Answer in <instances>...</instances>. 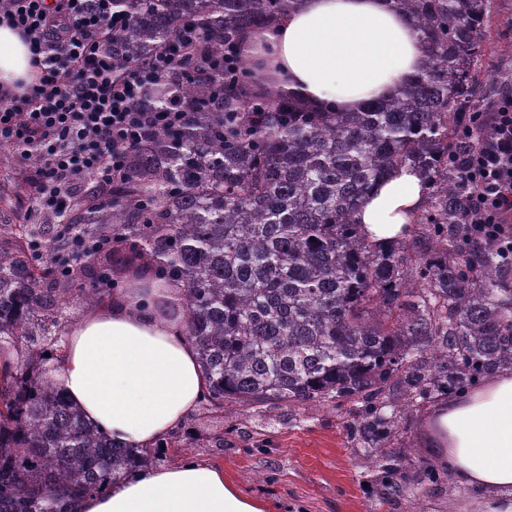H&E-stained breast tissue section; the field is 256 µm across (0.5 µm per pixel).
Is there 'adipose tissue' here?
I'll use <instances>...</instances> for the list:
<instances>
[{
    "label": "adipose tissue",
    "mask_w": 512,
    "mask_h": 512,
    "mask_svg": "<svg viewBox=\"0 0 512 512\" xmlns=\"http://www.w3.org/2000/svg\"><path fill=\"white\" fill-rule=\"evenodd\" d=\"M258 77L307 105L355 112L413 80L426 58L412 27L389 0H298L267 30L244 36ZM30 45L0 24V86L18 91L34 77ZM425 201L413 171L380 184L360 221L377 248L405 239ZM156 288H121L69 329L53 381L112 442L150 448L180 428L204 401L207 385L183 320L162 319ZM422 444L453 482L477 492L481 512H512V369L439 402ZM217 465L182 461L149 466L74 512H268Z\"/></svg>",
    "instance_id": "1"
}]
</instances>
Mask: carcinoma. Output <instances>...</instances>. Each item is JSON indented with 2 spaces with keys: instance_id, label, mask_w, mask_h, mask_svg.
<instances>
[{
  "instance_id": "carcinoma-1",
  "label": "carcinoma",
  "mask_w": 512,
  "mask_h": 512,
  "mask_svg": "<svg viewBox=\"0 0 512 512\" xmlns=\"http://www.w3.org/2000/svg\"><path fill=\"white\" fill-rule=\"evenodd\" d=\"M411 22L426 71L358 112L312 109L254 81L242 36L294 0H113L129 17L112 39L119 64L147 58L194 21V80L154 85L142 107L176 98L189 123L129 151L112 200L80 207L79 229L0 225V512H71L142 464L187 446L224 447L184 426L144 451L117 448L55 390L73 310L103 305L119 279L148 268L182 296L186 335L209 386L206 409L274 401L305 406L373 399L401 374L434 391L512 368V282L496 248L463 223L466 193L451 159L477 148L475 111L491 0H390ZM409 167L425 205L415 238L387 251L361 233L380 181ZM169 302L163 316L182 312ZM435 354L429 369L414 362ZM380 443L395 424L366 421ZM385 495L403 482L387 468Z\"/></svg>"
}]
</instances>
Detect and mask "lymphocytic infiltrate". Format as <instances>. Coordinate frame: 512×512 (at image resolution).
Wrapping results in <instances>:
<instances>
[{
  "mask_svg": "<svg viewBox=\"0 0 512 512\" xmlns=\"http://www.w3.org/2000/svg\"><path fill=\"white\" fill-rule=\"evenodd\" d=\"M126 22L112 0H10L0 11V23L25 36L39 72L24 94L0 92V145L38 152L35 203L42 211L65 213L69 192L88 179L94 195L111 191L125 174L129 148L191 117L183 101L156 112L141 103L158 79L174 71L191 75L180 48L194 40L193 23L159 53L121 66L108 33ZM489 115L488 136L462 161L473 186L466 221L475 237L497 240L500 256L511 263L512 98L493 105Z\"/></svg>",
  "mask_w": 512,
  "mask_h": 512,
  "instance_id": "f902f5d3",
  "label": "lymphocytic infiltrate"
}]
</instances>
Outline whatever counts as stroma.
I'll return each mask as SVG.
<instances>
[{"mask_svg": "<svg viewBox=\"0 0 512 512\" xmlns=\"http://www.w3.org/2000/svg\"><path fill=\"white\" fill-rule=\"evenodd\" d=\"M484 81L478 96L489 107L512 95V0H492L488 37L481 61ZM34 166L27 156L0 146V224H40L43 213L18 183L31 180ZM447 391L408 389L392 379L384 407L359 398L339 397L324 404L295 408L267 403L258 412L243 413L226 405L222 418L205 409L193 414L207 432L224 433V449L181 450L178 460L203 459L249 496L268 501L271 512H463L472 494L456 488L448 471L428 458L420 438L425 417ZM394 419L399 431L388 453L373 450L360 430L372 412ZM402 460L409 500L386 502L380 483L388 457Z\"/></svg>", "mask_w": 512, "mask_h": 512, "instance_id": "obj_1", "label": "stroma"}]
</instances>
